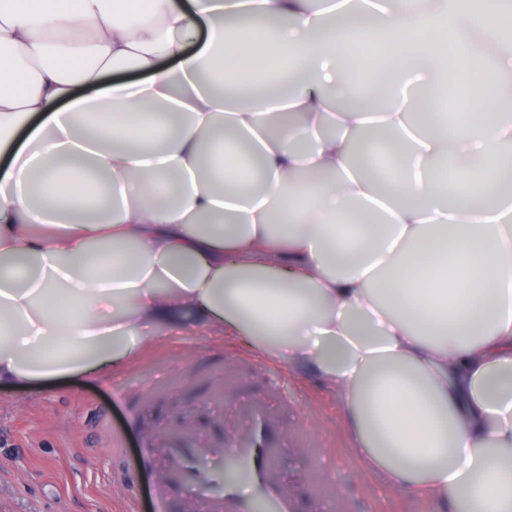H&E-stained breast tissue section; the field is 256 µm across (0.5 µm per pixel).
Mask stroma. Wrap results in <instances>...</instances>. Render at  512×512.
<instances>
[{
	"instance_id": "35a3bbf8",
	"label": "stroma",
	"mask_w": 512,
	"mask_h": 512,
	"mask_svg": "<svg viewBox=\"0 0 512 512\" xmlns=\"http://www.w3.org/2000/svg\"><path fill=\"white\" fill-rule=\"evenodd\" d=\"M262 396L284 429L280 479L299 512H433L430 501L369 475L342 428L336 396L286 363L203 329L166 331L104 381L60 378L0 388V512H155L165 480L148 436L186 427L223 436ZM124 447L112 452L113 436Z\"/></svg>"
}]
</instances>
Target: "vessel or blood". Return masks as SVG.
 <instances>
[{
  "label": "vessel or blood",
  "mask_w": 512,
  "mask_h": 512,
  "mask_svg": "<svg viewBox=\"0 0 512 512\" xmlns=\"http://www.w3.org/2000/svg\"><path fill=\"white\" fill-rule=\"evenodd\" d=\"M239 419L240 426L218 440L198 438L188 429L161 437L157 446L165 460L167 486L201 487L199 512H297L278 473L282 452L278 416L256 399L240 408ZM199 458L223 460V475L201 472L194 465ZM240 481L257 485L258 494L238 493L235 485Z\"/></svg>",
  "instance_id": "b4317fda"
}]
</instances>
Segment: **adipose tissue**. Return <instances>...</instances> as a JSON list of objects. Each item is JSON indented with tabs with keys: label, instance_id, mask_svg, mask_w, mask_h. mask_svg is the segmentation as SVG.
<instances>
[{
	"label": "adipose tissue",
	"instance_id": "obj_1",
	"mask_svg": "<svg viewBox=\"0 0 512 512\" xmlns=\"http://www.w3.org/2000/svg\"><path fill=\"white\" fill-rule=\"evenodd\" d=\"M353 15L352 0H0V387L106 379L190 315L335 393L381 481L435 512H512V199L472 192L512 167L495 110L512 101V9L479 0L493 55L466 0ZM288 67L291 92L238 106ZM362 88L383 106L333 109ZM452 99L453 143L411 122ZM368 127L389 136L398 197L351 162Z\"/></svg>",
	"mask_w": 512,
	"mask_h": 512
}]
</instances>
